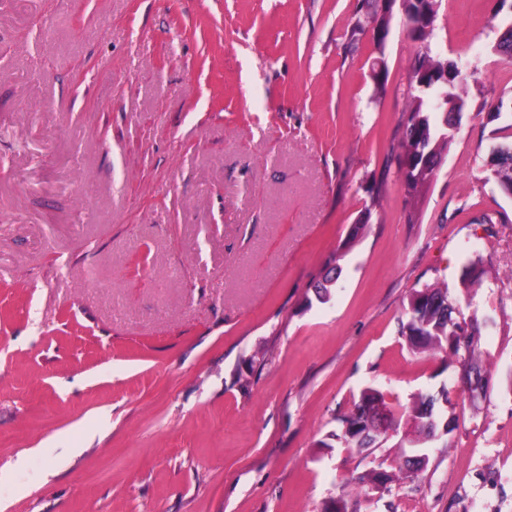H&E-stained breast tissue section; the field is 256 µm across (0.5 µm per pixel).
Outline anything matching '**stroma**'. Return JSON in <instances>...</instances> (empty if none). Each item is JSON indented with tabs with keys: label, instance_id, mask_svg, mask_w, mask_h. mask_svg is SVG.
Returning <instances> with one entry per match:
<instances>
[{
	"label": "stroma",
	"instance_id": "1",
	"mask_svg": "<svg viewBox=\"0 0 512 512\" xmlns=\"http://www.w3.org/2000/svg\"><path fill=\"white\" fill-rule=\"evenodd\" d=\"M356 19L357 0H0V512H322L378 466L393 480L359 512H512V198L479 111L512 90V0L438 2L473 75L415 224L397 129L421 45L394 10L377 95ZM472 245L498 277L474 403L400 334L413 291L460 296ZM369 385L404 407L449 389L417 478L400 437L330 443Z\"/></svg>",
	"mask_w": 512,
	"mask_h": 512
}]
</instances>
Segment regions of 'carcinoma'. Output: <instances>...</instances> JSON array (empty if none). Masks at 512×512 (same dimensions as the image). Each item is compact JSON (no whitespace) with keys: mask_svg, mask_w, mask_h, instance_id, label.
Returning a JSON list of instances; mask_svg holds the SVG:
<instances>
[{"mask_svg":"<svg viewBox=\"0 0 512 512\" xmlns=\"http://www.w3.org/2000/svg\"><path fill=\"white\" fill-rule=\"evenodd\" d=\"M372 12L366 26L373 28L371 38L374 52L384 54L385 37L381 31L385 16L374 9L373 0H367ZM436 0H409L406 12L421 14L423 21L413 30L411 38L425 45L426 51L420 54L413 66L410 88L416 92L410 95V103L405 111V120L400 124L401 155L399 167H407L403 181L406 196L418 201L427 187V179L439 164L443 150L448 146L451 135L449 128L460 119L466 101L464 78L456 73L453 65H444L432 53L431 41L433 24L437 11ZM448 73V111L438 112L434 101L443 90V73ZM487 180L494 181L504 189H512V144L500 145L493 149L491 169ZM488 277L479 254L471 256L462 267L461 284L465 289L462 301L452 300L448 288L427 286L414 291L405 308L406 322L402 323L401 335L405 337L411 351H437L444 354L448 364L463 363L464 372H476L479 378L487 379V373L477 361L483 323L476 318H457L455 314L462 307H471L477 288ZM385 400V394L372 386L362 389L359 399L347 414L337 418L340 429L332 433L337 441L359 450L372 445L362 436L360 421L364 416L363 404L367 401ZM438 398L433 394L419 393L407 408L408 418L414 426V438L409 440L412 448L421 449L433 437L429 420L441 422L436 412ZM393 481L386 471L372 469L357 478V484L372 483L384 486Z\"/></svg>","mask_w":512,"mask_h":512,"instance_id":"cac0c4a2","label":"carcinoma"}]
</instances>
